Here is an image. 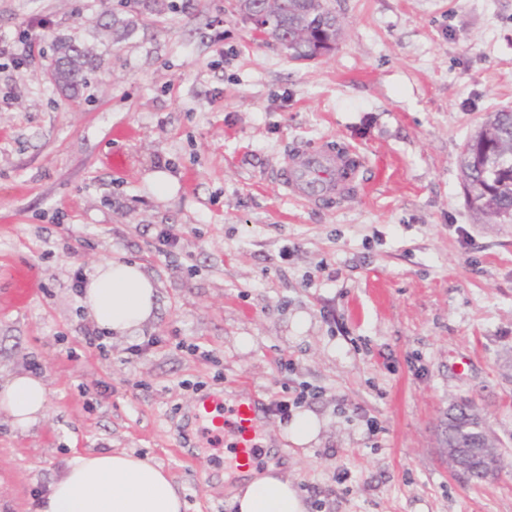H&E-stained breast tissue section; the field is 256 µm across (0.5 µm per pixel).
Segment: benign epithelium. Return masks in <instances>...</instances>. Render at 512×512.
Instances as JSON below:
<instances>
[{
  "mask_svg": "<svg viewBox=\"0 0 512 512\" xmlns=\"http://www.w3.org/2000/svg\"><path fill=\"white\" fill-rule=\"evenodd\" d=\"M460 445L446 448L448 463L458 475L473 478L483 470L491 473L496 470L499 449L490 436L484 418L479 413L467 416V423L457 433Z\"/></svg>",
  "mask_w": 512,
  "mask_h": 512,
  "instance_id": "7a95c632",
  "label": "benign epithelium"
}]
</instances>
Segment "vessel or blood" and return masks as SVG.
I'll return each instance as SVG.
<instances>
[{"label": "vessel or blood", "mask_w": 512, "mask_h": 512, "mask_svg": "<svg viewBox=\"0 0 512 512\" xmlns=\"http://www.w3.org/2000/svg\"><path fill=\"white\" fill-rule=\"evenodd\" d=\"M363 164L360 153L352 148L313 152L297 146L281 161L276 171L277 182L289 198L321 207L355 187ZM269 409V402L253 394L246 395L232 407L231 419L211 420L212 433L218 438L233 434L235 459H256L257 448L252 435L254 424L260 412Z\"/></svg>", "instance_id": "b4317fda"}]
</instances>
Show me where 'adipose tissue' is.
<instances>
[{"mask_svg": "<svg viewBox=\"0 0 512 512\" xmlns=\"http://www.w3.org/2000/svg\"><path fill=\"white\" fill-rule=\"evenodd\" d=\"M158 289L141 264L111 260L94 265L83 283L80 302L106 337H136L154 319ZM48 388L31 374L0 382V409L19 430L46 414ZM236 512H308L298 485L269 467L250 472L233 496ZM185 503L170 476L132 452L76 456L48 487L37 512H183Z\"/></svg>", "mask_w": 512, "mask_h": 512, "instance_id": "obj_1", "label": "adipose tissue"}]
</instances>
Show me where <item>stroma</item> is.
<instances>
[{
  "instance_id": "obj_1",
  "label": "stroma",
  "mask_w": 512,
  "mask_h": 512,
  "mask_svg": "<svg viewBox=\"0 0 512 512\" xmlns=\"http://www.w3.org/2000/svg\"><path fill=\"white\" fill-rule=\"evenodd\" d=\"M176 2L117 41L100 23L118 0H0V376L49 390L27 431L0 410V512H35L76 455L115 449L162 467L186 512H235L197 397L301 387L317 443L269 416L259 467L309 512H512V224L469 210L459 169L486 113L512 109V0H334L340 37L315 60L262 43L235 0ZM75 30L104 67L71 99L21 53ZM297 143L358 149L357 188L284 196ZM108 259L140 263L158 308L136 340L92 344L74 283ZM460 403L503 455L480 482L443 455ZM322 421L311 411L296 412L284 430L286 439L298 446L316 441L322 430Z\"/></svg>"
}]
</instances>
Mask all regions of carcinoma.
Masks as SVG:
<instances>
[{"label":"carcinoma","instance_id":"carcinoma-1","mask_svg":"<svg viewBox=\"0 0 512 512\" xmlns=\"http://www.w3.org/2000/svg\"><path fill=\"white\" fill-rule=\"evenodd\" d=\"M307 4L308 0H238L236 7L244 15L263 6L269 13L267 27L261 29L265 40L287 50L294 59L312 60L322 42H337L340 31L327 29L319 14L310 16L303 28L294 27L295 16L304 12ZM168 7L175 5L151 0L135 14L110 12L103 29L126 37L138 26L140 14L160 13ZM51 62L55 83L71 97L78 96L87 87L89 76L103 66L101 57L79 35L55 38ZM460 172L469 187L468 203L474 214L491 224L512 222V110L487 113L463 147Z\"/></svg>","mask_w":512,"mask_h":512}]
</instances>
